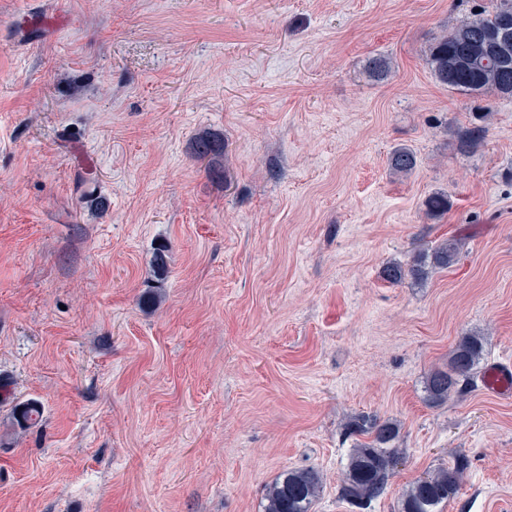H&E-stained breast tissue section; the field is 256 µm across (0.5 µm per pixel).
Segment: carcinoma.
I'll return each instance as SVG.
<instances>
[{"mask_svg": "<svg viewBox=\"0 0 512 512\" xmlns=\"http://www.w3.org/2000/svg\"><path fill=\"white\" fill-rule=\"evenodd\" d=\"M512 23V0H490L484 10L458 21L447 34L437 37L429 45L426 55L436 80L453 90L478 96L495 93L512 96V57L508 68L488 56L485 47L494 44L501 32L503 20ZM479 122L460 127L456 132L458 153L468 156L485 142L488 128ZM224 151V143L201 139L196 144L200 158ZM389 164L393 171L407 174L417 164L414 153L405 147L392 151ZM448 195L435 193L426 200L429 215L441 217L448 213ZM461 254L460 244L447 239L431 250H424L404 265L387 264L384 279L403 282L410 278L421 282L429 274L452 267ZM483 339L464 336L452 351L447 369L432 371L426 380L427 400L432 404L448 401L474 388V371L483 359ZM345 435L355 438L345 471L340 480V498L352 512H373L374 504L387 492L403 449L397 447L399 426L376 416L361 415L347 427ZM468 461L458 456L446 467L418 479L401 496L399 512H442V506L457 494ZM322 480L313 469H294L280 474L269 486L263 512H312L319 495Z\"/></svg>", "mask_w": 512, "mask_h": 512, "instance_id": "cac0c4a2", "label": "carcinoma"}]
</instances>
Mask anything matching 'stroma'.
Segmentation results:
<instances>
[{"mask_svg": "<svg viewBox=\"0 0 512 512\" xmlns=\"http://www.w3.org/2000/svg\"><path fill=\"white\" fill-rule=\"evenodd\" d=\"M485 3L0 0V512H262L304 468L312 512H349L360 413L396 421L406 453L373 512L456 454L443 512H512V398L424 394L462 336L512 362V97L426 62ZM58 7L70 27L21 45L17 20ZM479 110L487 140L460 155ZM203 137L223 154L197 159ZM453 236L455 266L383 280Z\"/></svg>", "mask_w": 512, "mask_h": 512, "instance_id": "stroma-1", "label": "stroma"}]
</instances>
